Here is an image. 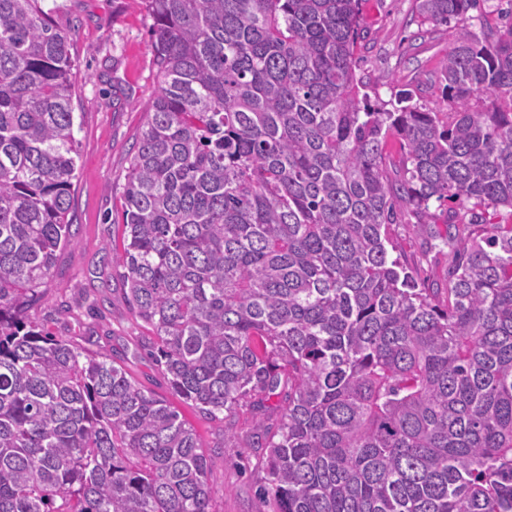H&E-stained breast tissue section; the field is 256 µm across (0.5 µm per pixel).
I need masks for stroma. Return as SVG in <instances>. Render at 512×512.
<instances>
[{"label":"stroma","instance_id":"obj_1","mask_svg":"<svg viewBox=\"0 0 512 512\" xmlns=\"http://www.w3.org/2000/svg\"><path fill=\"white\" fill-rule=\"evenodd\" d=\"M70 38L75 60L74 134L79 142L71 188L70 244L61 250L30 320L82 350L106 353L138 383L171 400L211 455L215 512H277L259 489L264 471L246 445L253 413L242 408L234 438L190 403L174 397L148 354L149 328L132 313L115 257L122 250L123 187L133 146L158 89L152 20L145 0H42ZM357 74L372 102L402 92L426 110L442 105L438 64L455 46L454 26L423 22L416 0H360ZM390 227V257L419 284L443 282L448 249L431 246L405 203Z\"/></svg>","mask_w":512,"mask_h":512}]
</instances>
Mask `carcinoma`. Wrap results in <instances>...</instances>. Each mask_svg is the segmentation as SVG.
Listing matches in <instances>:
<instances>
[{"instance_id": "obj_1", "label": "carcinoma", "mask_w": 512, "mask_h": 512, "mask_svg": "<svg viewBox=\"0 0 512 512\" xmlns=\"http://www.w3.org/2000/svg\"><path fill=\"white\" fill-rule=\"evenodd\" d=\"M417 2L439 26L482 0ZM146 5L118 265L172 392L226 438L252 407L278 512H512V25L459 31L444 111L390 110L355 72L359 0ZM68 44L0 0V512H214L168 400L27 317L71 241ZM396 198L456 256L445 288L390 258Z\"/></svg>"}]
</instances>
